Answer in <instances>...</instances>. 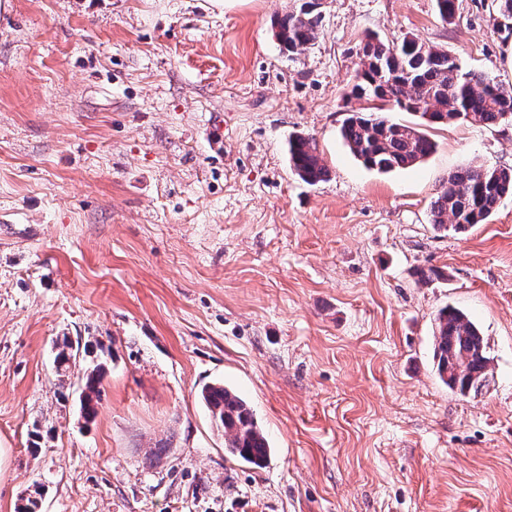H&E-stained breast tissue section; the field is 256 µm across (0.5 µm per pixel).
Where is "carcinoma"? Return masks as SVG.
<instances>
[{
	"instance_id": "cac0c4a2",
	"label": "carcinoma",
	"mask_w": 512,
	"mask_h": 512,
	"mask_svg": "<svg viewBox=\"0 0 512 512\" xmlns=\"http://www.w3.org/2000/svg\"><path fill=\"white\" fill-rule=\"evenodd\" d=\"M496 29L512 36V0H493ZM322 15L315 0H304L298 10L277 22L290 55L306 51L318 39ZM359 65L351 94L411 112V125L373 113L353 112L340 133L351 154L366 168L382 173L412 167L430 156L434 142L422 126L465 122L473 126L512 124V87L493 82L484 73L462 69L447 50L414 38L388 43L368 36L357 50ZM295 174L309 184L325 179L329 171L315 141L303 135L288 140ZM512 196V168L466 165L448 175L447 185L430 206L437 230L465 233L484 224L502 199ZM82 346L67 338L57 343V370L76 363ZM491 358L484 337L460 309L439 310L433 334V364L444 385L461 396L476 395L477 382L488 378ZM103 368L88 372L81 385L80 407L86 420L97 414ZM200 398L213 422L224 429V451L243 463L263 467L271 448L254 410L236 390L216 383L202 387Z\"/></svg>"
}]
</instances>
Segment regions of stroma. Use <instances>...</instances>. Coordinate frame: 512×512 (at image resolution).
<instances>
[{
  "mask_svg": "<svg viewBox=\"0 0 512 512\" xmlns=\"http://www.w3.org/2000/svg\"><path fill=\"white\" fill-rule=\"evenodd\" d=\"M0 0V512H512V197L468 235L430 204L512 124L429 129L412 168L344 145L366 34L413 36L512 86L492 0ZM329 170L308 185L288 140ZM444 279L424 285L416 268ZM492 359L481 394L432 368L439 309ZM87 353L66 374L56 344ZM106 374L93 420L86 368ZM251 405L273 454L224 452L200 389ZM314 0L303 1L298 10L279 19L277 27L285 37V50L289 55H299L306 51L318 39L321 30L322 15ZM276 32L278 44L283 37ZM288 155L295 174L309 184L322 181L329 174L315 141L310 137L297 135L290 138Z\"/></svg>",
  "mask_w": 512,
  "mask_h": 512,
  "instance_id": "1",
  "label": "stroma"
}]
</instances>
